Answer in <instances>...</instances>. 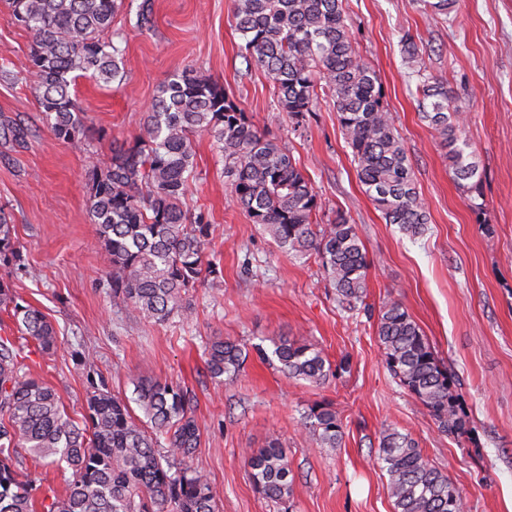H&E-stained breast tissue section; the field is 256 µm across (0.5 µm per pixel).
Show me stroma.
Masks as SVG:
<instances>
[{
	"label": "stroma",
	"instance_id": "35a3bbf8",
	"mask_svg": "<svg viewBox=\"0 0 512 512\" xmlns=\"http://www.w3.org/2000/svg\"><path fill=\"white\" fill-rule=\"evenodd\" d=\"M142 3L122 0L112 22L122 78L101 87L82 76L71 88L86 114L83 153L43 123L24 81L33 34L0 0V118L32 131L23 149L0 141V209L16 226L22 254L10 277L58 333L55 354L25 347L23 372L53 387L77 419L98 388L128 397L140 378L186 387L200 426L189 463L208 475L218 512H393L378 457L388 429L418 441L461 489L464 512H512V0H453L447 17L436 20L419 0H343L356 50L381 79L429 215L417 237L386 223L366 194L330 99L299 117L278 109L267 75L240 54L233 0H152L147 25ZM406 35L458 100L479 165L480 208L457 187L420 117L417 79L403 62ZM189 69L224 85L267 137L289 143L321 198V219L340 211L356 225L371 263L359 310L338 304L316 256H288L251 223L206 135L194 138L197 175L186 203L213 227L203 261L215 265L216 276L190 292L187 320L148 322L113 302L88 214V172L109 163L113 143L136 144L158 87ZM390 297L402 301L454 373L473 438L441 432L388 372L375 330ZM279 337L317 344L334 376L315 386L260 360L258 349H271ZM217 338L249 352L240 372L221 382L205 365ZM84 350L97 359L92 380L77 357ZM317 402L341 411L340 447H319L309 433L305 415ZM272 436L294 474L281 502L256 488L247 466Z\"/></svg>",
	"mask_w": 512,
	"mask_h": 512
}]
</instances>
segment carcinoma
Returning <instances> with one entry per match:
<instances>
[{
    "instance_id": "1",
    "label": "carcinoma",
    "mask_w": 512,
    "mask_h": 512,
    "mask_svg": "<svg viewBox=\"0 0 512 512\" xmlns=\"http://www.w3.org/2000/svg\"><path fill=\"white\" fill-rule=\"evenodd\" d=\"M14 20L34 35L28 78L43 120L76 150L86 146L85 112L70 86L89 74L109 83L120 75L122 50L110 30L117 0H9ZM241 56L271 80L280 110L300 116L319 96L330 98L366 193L388 224L411 236L425 231L428 215L412 165L377 72L356 51L342 0H234ZM405 64L418 79L423 120L435 131L459 188L481 196L478 166L463 137L460 112L448 84L428 77L419 45L402 39ZM213 138L224 155V174L248 218L286 252L316 255L338 303L354 309L366 298L368 262L356 226L344 214L323 223L322 203L292 148L261 133L218 82L186 71L164 84L148 109L136 145H115L109 165L93 168L88 197L96 245L109 275L112 299L145 319L189 317L190 289L215 272L203 262L209 225L185 206L196 170L191 136ZM29 128L4 119L0 139L23 148ZM20 259L15 227L0 213V262ZM0 309L44 354L58 337L45 315L13 294L0 276ZM377 336L383 361L400 385L450 435L471 432L463 395L440 363L420 326L397 299L380 310ZM272 354L290 379L322 385L333 375L313 343L272 341ZM263 358L270 356L258 349ZM19 349L0 337V512H216L207 475L187 464L198 448L194 399L172 382L140 379L134 397L97 390L83 421L65 411L55 391L20 373ZM246 353L224 339L211 342L206 369L214 379L240 371ZM144 415H135L132 405ZM306 424L322 448L343 440L336 408L316 403ZM72 471L64 494L43 493L19 478L22 453ZM394 512H463L460 489L424 456L418 443L395 429L379 442ZM256 487L268 498L290 496L292 469L278 440L248 459Z\"/></svg>"
}]
</instances>
